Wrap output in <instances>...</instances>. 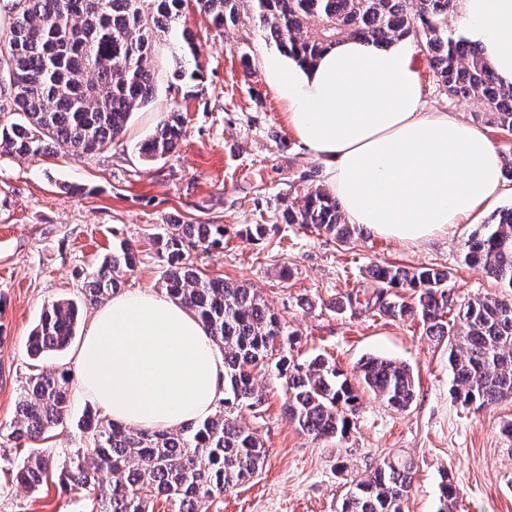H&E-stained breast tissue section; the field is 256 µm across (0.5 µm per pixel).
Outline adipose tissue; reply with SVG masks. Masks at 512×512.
<instances>
[{
	"label": "adipose tissue",
	"mask_w": 512,
	"mask_h": 512,
	"mask_svg": "<svg viewBox=\"0 0 512 512\" xmlns=\"http://www.w3.org/2000/svg\"><path fill=\"white\" fill-rule=\"evenodd\" d=\"M456 33L512 85V0H456ZM404 44L348 39L310 69L273 63L287 123L320 161L350 223L418 244L504 192L486 132L426 111ZM80 389L113 422L170 430L210 415L224 396V357L198 319L151 291L114 294L74 355Z\"/></svg>",
	"instance_id": "1"
}]
</instances>
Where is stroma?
<instances>
[{
    "label": "stroma",
    "instance_id": "1",
    "mask_svg": "<svg viewBox=\"0 0 512 512\" xmlns=\"http://www.w3.org/2000/svg\"><path fill=\"white\" fill-rule=\"evenodd\" d=\"M182 27L194 36L199 69L190 93L169 91L172 42L151 56L156 98L135 111L125 133L107 150L79 155L55 147L50 156L20 157L0 150V424L11 420L35 367L72 369L74 348L31 363L26 339L44 305L77 299L113 243L126 240L139 262L124 278L127 291H164L165 264L152 242L171 224H221L224 245L195 248L189 261L203 273L253 288L294 333L298 359L318 353L345 373L377 355L409 364L417 379L413 401L397 411L360 392L348 434L315 440L283 415L284 389L272 366L255 369L267 401L261 418L244 414L268 450L259 476L209 503L207 512H340L354 482L369 479L380 460L400 454L414 463L405 512H438L442 479L457 490L448 512H512V401L474 411L450 388L448 344L426 336L420 322L397 321L333 304L368 286L372 265L442 269L454 303L501 298L503 290L479 267L467 266V240L512 195L480 207L447 233L417 244L356 236L348 244L285 223L284 208L301 206L306 191L326 186L324 164L289 128L285 107L269 78L279 57L251 15L215 28L196 7ZM411 61L427 110L455 112L483 127L501 156L512 155V135L488 124L473 100L448 98L435 84L430 58L412 44ZM180 109L184 137L175 151L149 161L138 146L170 107ZM266 227L249 238L251 225ZM92 402L72 394L70 417L36 447L44 455L82 445L78 428ZM84 494H62L54 483L36 493L0 484V512H86Z\"/></svg>",
    "mask_w": 512,
    "mask_h": 512
}]
</instances>
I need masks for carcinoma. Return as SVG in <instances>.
<instances>
[{
    "instance_id": "carcinoma-1",
    "label": "carcinoma",
    "mask_w": 512,
    "mask_h": 512,
    "mask_svg": "<svg viewBox=\"0 0 512 512\" xmlns=\"http://www.w3.org/2000/svg\"><path fill=\"white\" fill-rule=\"evenodd\" d=\"M187 0H7L12 21L0 32V80L20 121L0 125V147L25 158L50 154L54 145L94 155L119 139L133 112L155 98L150 66L156 43L179 41L171 86L195 79L193 38L178 31ZM200 13L220 28L234 26L241 9L250 11L284 55L300 66L346 37L379 47L411 38L431 55L433 76L448 97L482 104L489 122L512 133V87L496 82L480 51L448 36L454 0H195ZM183 117L172 109L140 145L147 159L171 153L182 138ZM285 222L335 237L357 233L345 222L339 202L314 190L303 205L288 207ZM222 224H174L155 238L166 263L164 286L199 318L224 353V398L213 413L174 430L131 428L88 411L78 422L85 445L45 456L35 443L66 425L72 376L65 369L31 374L10 422L0 424V472L36 492L48 478L67 492L83 490L90 512H150L151 498L164 496L177 512H206L216 496L259 475L268 449L258 430L242 425L249 412L261 413L265 394L252 371L279 351L276 379L285 386L283 412L301 433L315 440L347 435L359 399L357 388L396 410L412 402V368L393 358L369 356L351 380L322 354L299 362L298 338L259 295L224 278L203 275L187 260L195 246L224 244ZM137 251L123 240L112 247L87 282L82 298L44 307L27 340L31 359L62 351L76 336L84 307L108 299L132 271ZM464 262L480 265L512 291V206L498 210L465 245ZM374 289L335 302L338 311L355 305L398 321L419 319L428 336L448 340L452 394L466 406L484 409L512 399V296L473 298L453 317L448 273L434 267L407 269L378 264L369 269ZM26 448L25 456L18 449ZM413 463L385 456L373 475L355 484L341 512H405Z\"/></svg>"
}]
</instances>
